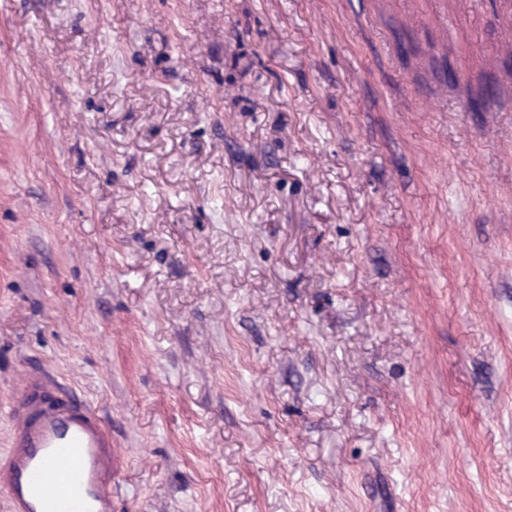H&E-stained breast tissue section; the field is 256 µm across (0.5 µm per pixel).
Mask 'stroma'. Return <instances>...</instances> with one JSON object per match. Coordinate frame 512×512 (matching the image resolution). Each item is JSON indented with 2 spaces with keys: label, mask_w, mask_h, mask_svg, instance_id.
<instances>
[{
  "label": "stroma",
  "mask_w": 512,
  "mask_h": 512,
  "mask_svg": "<svg viewBox=\"0 0 512 512\" xmlns=\"http://www.w3.org/2000/svg\"><path fill=\"white\" fill-rule=\"evenodd\" d=\"M33 370L120 512H512V0H0Z\"/></svg>",
  "instance_id": "1"
}]
</instances>
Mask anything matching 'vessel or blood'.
Masks as SVG:
<instances>
[{
    "label": "vessel or blood",
    "instance_id": "vessel-or-blood-1",
    "mask_svg": "<svg viewBox=\"0 0 512 512\" xmlns=\"http://www.w3.org/2000/svg\"><path fill=\"white\" fill-rule=\"evenodd\" d=\"M0 454L6 512H118L112 430L87 401L39 374L14 398Z\"/></svg>",
    "mask_w": 512,
    "mask_h": 512
}]
</instances>
